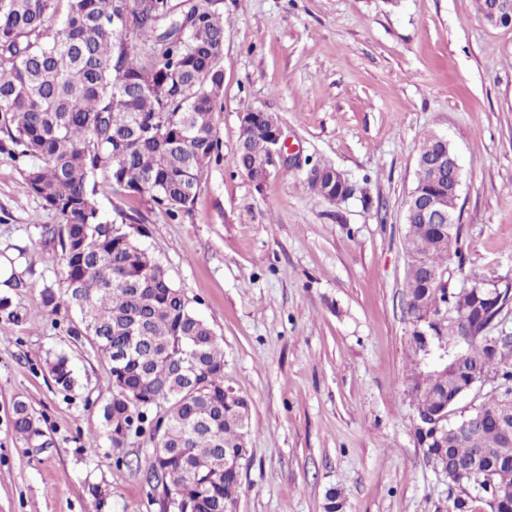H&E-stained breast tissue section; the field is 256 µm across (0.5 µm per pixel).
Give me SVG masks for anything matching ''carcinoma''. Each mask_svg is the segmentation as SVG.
I'll return each mask as SVG.
<instances>
[{
	"instance_id": "carcinoma-1",
	"label": "carcinoma",
	"mask_w": 512,
	"mask_h": 512,
	"mask_svg": "<svg viewBox=\"0 0 512 512\" xmlns=\"http://www.w3.org/2000/svg\"><path fill=\"white\" fill-rule=\"evenodd\" d=\"M223 55L214 0H0V132L12 157L30 161L25 188L58 217L42 235L59 238L63 252L64 287L43 289L42 300L73 305L80 320L69 333L90 337L110 364L102 417L112 446L149 431L155 448L145 477L162 486L160 512L176 501L188 512H235L241 469L230 464L247 459L249 405L224 387V351L209 323L140 245V230L103 219L96 196L147 195L173 220L189 211L202 169L219 157L213 116ZM274 121L269 114L240 126L233 161L253 180L264 171L261 146ZM442 227L441 217L408 225V313L448 326L468 320V335L447 337L448 352L465 344L464 364L479 365L491 387L424 454L436 467L468 469L462 485L449 486L453 512L479 504L495 512V487L512 486V437L503 430L512 408L498 411L512 392V341L492 349L475 324L489 283L428 282L426 269L446 270L459 256L460 225L446 243ZM412 351L407 392L424 380L428 394L418 404L432 412L460 379L423 374L418 343ZM48 366L57 386L73 387L66 355ZM464 421L471 431L458 430ZM13 429L23 444L41 436L24 401L14 404Z\"/></svg>"
}]
</instances>
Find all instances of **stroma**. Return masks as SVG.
<instances>
[{"mask_svg": "<svg viewBox=\"0 0 512 512\" xmlns=\"http://www.w3.org/2000/svg\"><path fill=\"white\" fill-rule=\"evenodd\" d=\"M224 85L214 114L220 159L204 167L189 214L170 219L149 196L103 193L111 222L134 220L140 242L213 328L224 383L250 406L237 512H448V474L413 431L404 378L411 327L404 278L405 204L430 133L462 166L461 259L451 284L512 279V27L489 25L476 0H217ZM277 117L285 161L263 183L236 168L239 115ZM353 186L329 202L306 185L314 164ZM0 152V258L21 259L20 287L0 288L19 320L0 331V512H159L143 470L148 434L123 451L101 437L112 394L90 338L67 333L74 308L49 310L63 277L56 223ZM75 370L60 390L46 365ZM39 417L41 445L20 443L13 404ZM98 433L89 446V433ZM105 491L97 508L89 486ZM48 366L55 384L69 391L74 385L73 369L69 358L64 354H58L50 360Z\"/></svg>", "mask_w": 512, "mask_h": 512, "instance_id": "35a3bbf8", "label": "stroma"}]
</instances>
